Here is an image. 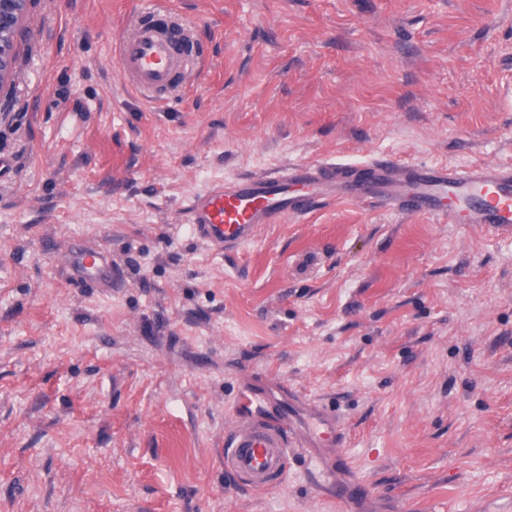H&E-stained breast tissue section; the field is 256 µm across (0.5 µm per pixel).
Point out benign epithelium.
Listing matches in <instances>:
<instances>
[{"label":"benign epithelium","mask_w":512,"mask_h":512,"mask_svg":"<svg viewBox=\"0 0 512 512\" xmlns=\"http://www.w3.org/2000/svg\"><path fill=\"white\" fill-rule=\"evenodd\" d=\"M32 0H0V122L8 119L20 66L18 45Z\"/></svg>","instance_id":"obj_1"}]
</instances>
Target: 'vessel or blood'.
Masks as SVG:
<instances>
[{
	"instance_id": "1",
	"label": "vessel or blood",
	"mask_w": 512,
	"mask_h": 512,
	"mask_svg": "<svg viewBox=\"0 0 512 512\" xmlns=\"http://www.w3.org/2000/svg\"><path fill=\"white\" fill-rule=\"evenodd\" d=\"M186 27L169 21L160 29L152 13L135 19L119 41L118 61L125 82L145 101L159 102L183 75L199 65L193 54L178 51L189 38ZM328 199L374 201L411 215H428L444 224L485 225L512 234V166L478 164L465 170L445 165L401 162L378 156L356 165L332 162L291 163L259 174L233 178L224 186L193 196L187 206L192 228L213 251H237L253 243L268 224L301 218ZM75 279L109 281L112 265L97 252L73 253ZM267 398L252 389L241 392L240 420L224 450V469L251 488L279 487L287 473L292 449L325 441L337 447L335 413L318 408L306 433H299L287 413L256 417ZM322 486L331 488L341 512H351L362 484H338L334 467L309 456Z\"/></svg>"
}]
</instances>
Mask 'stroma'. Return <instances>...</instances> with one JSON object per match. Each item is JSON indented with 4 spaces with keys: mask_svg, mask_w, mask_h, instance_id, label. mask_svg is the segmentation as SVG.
Masks as SVG:
<instances>
[{
    "mask_svg": "<svg viewBox=\"0 0 512 512\" xmlns=\"http://www.w3.org/2000/svg\"><path fill=\"white\" fill-rule=\"evenodd\" d=\"M152 0H33L0 124V512H338L224 471L242 388L335 409L354 512H512V235L328 201L215 254L243 173L512 164V0H165L201 65L121 78ZM112 260L77 282L75 249Z\"/></svg>",
    "mask_w": 512,
    "mask_h": 512,
    "instance_id": "1",
    "label": "stroma"
}]
</instances>
